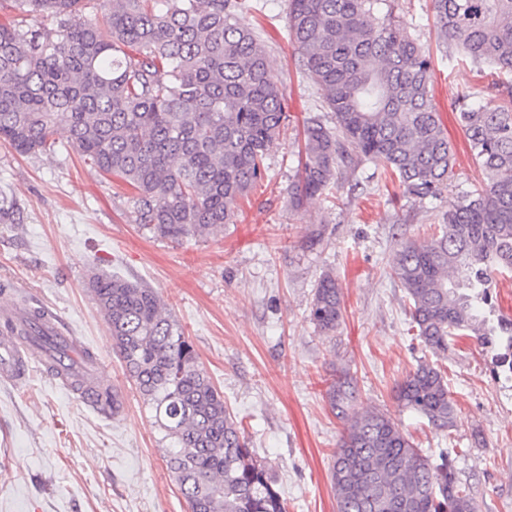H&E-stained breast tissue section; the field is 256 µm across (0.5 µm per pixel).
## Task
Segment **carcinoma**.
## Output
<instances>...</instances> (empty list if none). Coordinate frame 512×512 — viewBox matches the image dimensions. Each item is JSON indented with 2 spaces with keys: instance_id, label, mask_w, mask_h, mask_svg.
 I'll return each instance as SVG.
<instances>
[{
  "instance_id": "1",
  "label": "carcinoma",
  "mask_w": 512,
  "mask_h": 512,
  "mask_svg": "<svg viewBox=\"0 0 512 512\" xmlns=\"http://www.w3.org/2000/svg\"><path fill=\"white\" fill-rule=\"evenodd\" d=\"M275 0H0V141L51 154L62 129L81 157L135 192V221L153 237H209L233 223L238 201L265 173L288 121L285 88L244 11ZM438 43L487 67L482 95L456 106L483 178L442 214L422 245L396 244L390 275L409 301L411 328L435 357L455 336L512 367V318L495 314L497 278L512 273V0H425ZM46 22L29 26L26 17ZM287 36L333 126H303L300 168L288 185L299 208L347 180L363 161L391 171L404 192L438 201L454 151L430 90L431 57L394 15L392 0H287ZM93 293L127 376L168 441V469L189 512H286L243 422L202 368L158 293L91 272ZM336 331L342 296L324 273L309 305ZM347 421L333 452L337 512H476L448 457L434 463L388 414L354 408L348 376L326 390ZM394 399L438 429L456 416L438 363H420Z\"/></svg>"
}]
</instances>
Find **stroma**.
I'll list each match as a JSON object with an SVG mask.
<instances>
[{"label":"stroma","mask_w":512,"mask_h":512,"mask_svg":"<svg viewBox=\"0 0 512 512\" xmlns=\"http://www.w3.org/2000/svg\"><path fill=\"white\" fill-rule=\"evenodd\" d=\"M397 14L429 49L434 96L454 145L450 194L480 179L454 103L480 84L471 63L449 59L424 0H396ZM264 31L269 61L287 93L290 121L266 156L265 177L217 235L156 240L135 222L134 192L94 169L58 133L51 155H21L0 142V307L33 294L96 359L97 383L123 401L103 415L43 371L0 384V512H188L166 467L153 413L126 377L112 334L88 292L92 270L154 288L200 360L242 418L287 512H337L332 454L345 422L329 408L327 385L349 373L360 410L390 414L430 456L447 453L477 512H512V373L471 336L456 337L442 364L456 413L439 430L402 409L393 390L432 361L410 329L408 301L390 275L399 239L437 232L446 201L418 202L371 162L350 181L288 203L298 166V132L330 121L286 40V9L240 14ZM333 273L343 320L322 334L308 318L313 287Z\"/></svg>","instance_id":"stroma-1"}]
</instances>
